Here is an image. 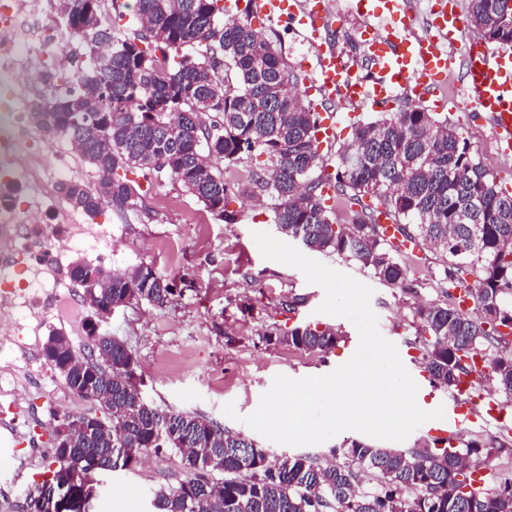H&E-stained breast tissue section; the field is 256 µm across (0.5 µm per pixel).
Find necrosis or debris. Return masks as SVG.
I'll return each instance as SVG.
<instances>
[{
  "mask_svg": "<svg viewBox=\"0 0 512 512\" xmlns=\"http://www.w3.org/2000/svg\"><path fill=\"white\" fill-rule=\"evenodd\" d=\"M21 0H0V173L22 182L12 151L28 138L21 115L24 100L11 94V82L22 71H36L43 57L53 55L61 39L52 25L31 27L21 13ZM36 191L24 188V196L10 204L0 203V312L9 324L0 335V347L12 349L14 364L0 367V398L16 400L15 381L32 370L26 340L29 320L66 317L72 306L71 288L64 275V235L82 233L77 214L62 211L67 227L35 224L32 199Z\"/></svg>",
  "mask_w": 512,
  "mask_h": 512,
  "instance_id": "1",
  "label": "necrosis or debris"
}]
</instances>
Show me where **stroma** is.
Returning <instances> with one entry per match:
<instances>
[{
  "label": "stroma",
  "instance_id": "stroma-1",
  "mask_svg": "<svg viewBox=\"0 0 512 512\" xmlns=\"http://www.w3.org/2000/svg\"><path fill=\"white\" fill-rule=\"evenodd\" d=\"M333 2L336 23L329 41L337 53L358 56L363 22L349 12L346 0ZM253 26L273 38L298 77L300 94H307L315 64L309 43L276 20L257 19ZM441 96L451 123L469 140L483 164L512 190V156L491 153L489 124L479 116H465L458 108L466 99L460 71L449 73ZM336 110L343 116L336 138L320 151L325 174L335 172L337 155L351 143L356 123L374 116L370 109L347 103L337 104ZM34 149L36 157H29V150L23 147L17 158L32 160L42 183L54 186L75 180L96 185L95 171L79 153L71 151L69 140L60 137L48 146L36 144ZM231 207L239 216L236 223L227 224L207 212L179 184L165 179L146 198L144 208L119 213L106 207L95 217V224L112 228L117 249L113 257L96 256L79 240L71 243L67 257L72 263L95 262L111 270L127 271L144 264L181 280V297L165 307L132 303L115 310L100 330L121 338L136 354L148 401L174 411L201 414L247 435L251 429L241 418L257 408L275 375L327 374L352 357L359 335L349 320L318 313L324 299L320 286L307 283L298 269L262 257L252 235L276 230L270 198L242 194ZM317 259L373 288L371 307L379 330L396 344L419 386L424 410L447 406V393L432 386L419 351L409 344L417 328L400 289L380 282L354 262L322 253ZM292 297L300 303L291 310L284 302ZM302 324L333 327L344 339L325 354L304 353L279 341V333ZM268 331L276 332L275 340L265 341ZM38 372L39 381L21 389L31 402L29 414L19 417L13 429L0 427V512H26L27 494L42 482L51 461L46 449L55 413L80 415L91 409L89 402L69 401L63 378L46 362H39ZM229 402L234 403L238 419L223 414L222 407ZM182 476L175 457L102 473L91 512H152L154 491L176 485Z\"/></svg>",
  "mask_w": 512,
  "mask_h": 512
}]
</instances>
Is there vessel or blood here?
Wrapping results in <instances>:
<instances>
[{"instance_id":"b4317fda","label":"vessel or blood","mask_w":512,"mask_h":512,"mask_svg":"<svg viewBox=\"0 0 512 512\" xmlns=\"http://www.w3.org/2000/svg\"><path fill=\"white\" fill-rule=\"evenodd\" d=\"M351 9L366 22L362 60L352 64L320 43L317 48L319 140H331L338 124L332 101L386 109L408 91L427 104L438 98L449 72L458 68L467 96L476 102L495 139L503 151L512 150V51L483 44L455 53L464 25L455 0H431L420 32L409 0H351ZM250 10L287 22L302 37L318 42L333 16L329 0H251Z\"/></svg>"}]
</instances>
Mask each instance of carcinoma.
Wrapping results in <instances>:
<instances>
[{
    "instance_id": "1",
    "label": "carcinoma",
    "mask_w": 512,
    "mask_h": 512,
    "mask_svg": "<svg viewBox=\"0 0 512 512\" xmlns=\"http://www.w3.org/2000/svg\"><path fill=\"white\" fill-rule=\"evenodd\" d=\"M60 15L82 52L70 77L41 70L38 81L52 96L33 100L27 112L34 126L69 139L97 173L95 188L57 185L69 207L91 218L108 206L136 210L164 174L234 224L233 196L259 192L273 201L280 233L353 261L405 295L417 294L419 279L403 254L422 243L437 255L431 277L442 294L411 307L430 336L421 358L430 383L460 391L478 353L495 390L512 398V191L448 117L405 106L366 120L337 156L336 174L316 176L317 114L266 35L246 17L222 22L223 0H135L130 33L119 25L123 14L103 16L100 0H60ZM470 22L512 47V0H471ZM244 157L254 161L246 179L224 178L219 163L228 168ZM341 202L353 206L347 224L336 222ZM382 213L397 234L385 235ZM91 272L96 296L114 309L130 297L163 307L176 294L174 280L144 265L126 274L76 263L70 277L82 285ZM470 275L474 308L464 312L453 291ZM282 340L322 353L339 336L308 324ZM106 354L110 372L98 368ZM131 354L114 336L81 352L61 332L48 337L45 360L72 390L95 381L100 425L112 428L86 440L84 416L68 417L64 427L76 440L64 464L61 449H52L48 478L64 495L49 500L38 486L28 494L29 512H87L98 471L132 468L148 456H177L184 472L177 485L155 491V512H512V477L476 488L471 465L474 456L488 462L511 448V439H472L463 451L444 438L410 450L353 440L325 463L276 457L203 415L152 405Z\"/></svg>"
}]
</instances>
